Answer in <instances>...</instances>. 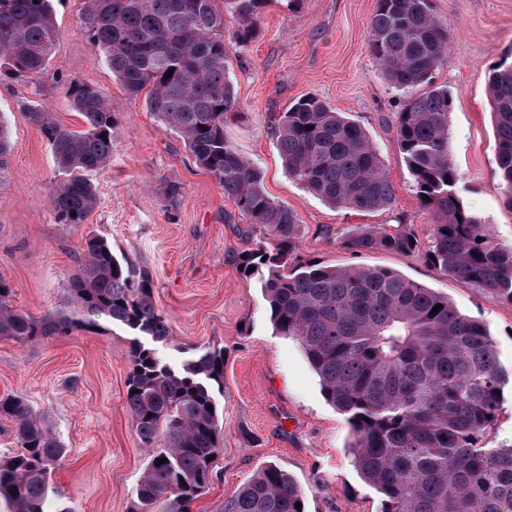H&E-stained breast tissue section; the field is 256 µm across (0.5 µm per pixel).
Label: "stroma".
Here are the masks:
<instances>
[{
  "label": "stroma",
  "mask_w": 512,
  "mask_h": 512,
  "mask_svg": "<svg viewBox=\"0 0 512 512\" xmlns=\"http://www.w3.org/2000/svg\"><path fill=\"white\" fill-rule=\"evenodd\" d=\"M83 0H54L59 38L45 68L27 82L0 80V119L11 152L0 157V276L13 307L34 318L66 309L69 277L88 235L148 271L170 339L158 345L177 364L186 350H224L218 397L224 445L215 475L192 512H224L247 480L274 463L304 492L305 512H384L382 496L352 463L346 415L326 401L300 345L273 327L259 277L237 259L267 241L164 129L143 99L131 98L80 29ZM451 33L448 59L434 74L452 97L448 138L467 206L503 249L512 250V209L504 205L490 113L488 72L512 52V0H433ZM376 0H269L252 37L231 44L228 72L242 120L229 133L264 173L269 196L292 209L302 255L336 267L393 270L433 289L490 333L506 377L500 410L480 445L512 447V304L446 275L427 261L436 218L421 207L399 153L394 114L400 94L379 74L369 49ZM102 91L116 122L112 161L88 177L98 203L87 223H60L51 204L66 174L25 108L40 104L66 128L85 122L68 82ZM315 96L359 123L389 167L391 209L359 214L330 207L289 179L274 118ZM178 183L175 199L166 195ZM410 224L418 251L354 255L339 236L363 224ZM131 331L103 319L98 329L19 343L0 336V397L17 395L44 415L66 450L51 484L75 512H130L149 459L126 408Z\"/></svg>",
  "instance_id": "stroma-1"
}]
</instances>
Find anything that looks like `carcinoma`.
Returning <instances> with one entry per match:
<instances>
[{
    "label": "carcinoma",
    "mask_w": 512,
    "mask_h": 512,
    "mask_svg": "<svg viewBox=\"0 0 512 512\" xmlns=\"http://www.w3.org/2000/svg\"><path fill=\"white\" fill-rule=\"evenodd\" d=\"M229 2L239 23L233 40L252 37L270 0ZM81 29L127 92L145 94L147 110L183 139L224 196L270 233L271 241L240 259L242 273L263 274L273 326L300 344L324 396L347 415L354 465L383 495L385 512H512V448L477 447L503 388L491 336L448 298L390 269L338 268L301 255L296 215L271 199L260 168L229 137L241 113L216 0H85ZM58 36L52 0H0V78L23 82L39 73ZM449 42L432 0H377L370 52L403 94L395 113L399 152L436 218L426 255L443 273L512 303V251L495 243L458 190L448 140L452 100L432 82ZM69 91L86 128H65L39 104L26 116L68 174L52 196L59 222L84 224L97 204L85 173L112 161L113 117L97 88L73 80ZM488 91L502 194L512 209V62L490 69ZM276 141L288 177L326 204L366 213L392 206L386 162L362 127L324 100L292 104L279 116ZM338 240L357 254L418 248L401 223L360 225ZM69 290L70 307L35 319L12 306L14 289L0 276V336L34 342L91 329L100 316L133 331L126 405L151 455L130 512H192L223 447L224 349L195 348L179 365L162 359L155 343L170 337V325L151 282L101 237L86 239ZM4 415L15 424L17 450L0 460V502L9 512H47L49 475L64 448L23 398L1 397ZM297 502L301 488L271 463L224 502V512H305Z\"/></svg>",
    "instance_id": "obj_1"
}]
</instances>
